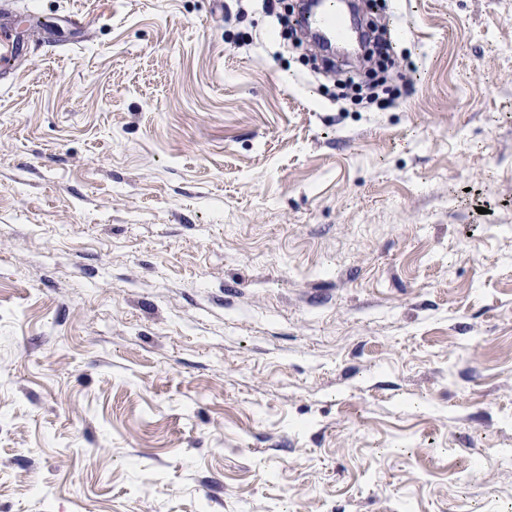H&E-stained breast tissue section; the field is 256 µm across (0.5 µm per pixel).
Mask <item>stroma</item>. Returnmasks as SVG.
<instances>
[{"mask_svg":"<svg viewBox=\"0 0 512 512\" xmlns=\"http://www.w3.org/2000/svg\"><path fill=\"white\" fill-rule=\"evenodd\" d=\"M387 4L354 106L261 0H22L0 512H512V0Z\"/></svg>","mask_w":512,"mask_h":512,"instance_id":"35a3bbf8","label":"stroma"}]
</instances>
